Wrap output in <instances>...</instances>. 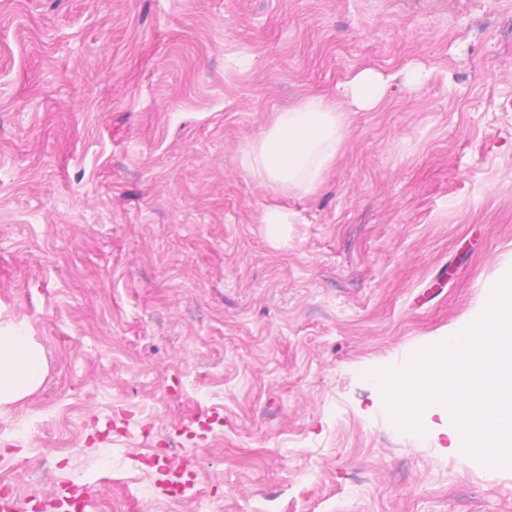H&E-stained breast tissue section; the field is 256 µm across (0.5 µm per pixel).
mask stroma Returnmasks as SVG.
<instances>
[{
  "label": "stroma",
  "instance_id": "1",
  "mask_svg": "<svg viewBox=\"0 0 512 512\" xmlns=\"http://www.w3.org/2000/svg\"><path fill=\"white\" fill-rule=\"evenodd\" d=\"M365 68L386 102L316 193L242 168ZM510 272L512 0H0V322L42 351L0 406L17 512L73 484L94 512H512V468L365 379Z\"/></svg>",
  "mask_w": 512,
  "mask_h": 512
}]
</instances>
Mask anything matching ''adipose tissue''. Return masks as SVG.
I'll use <instances>...</instances> for the list:
<instances>
[{
    "mask_svg": "<svg viewBox=\"0 0 512 512\" xmlns=\"http://www.w3.org/2000/svg\"><path fill=\"white\" fill-rule=\"evenodd\" d=\"M387 77L366 68L332 93H314L288 109L272 113L261 137L245 150L241 165L272 189L296 187L316 192L336 165L347 135L349 115L379 109ZM41 354L27 327H0V404L21 401L39 385Z\"/></svg>",
    "mask_w": 512,
    "mask_h": 512,
    "instance_id": "1",
    "label": "adipose tissue"
}]
</instances>
